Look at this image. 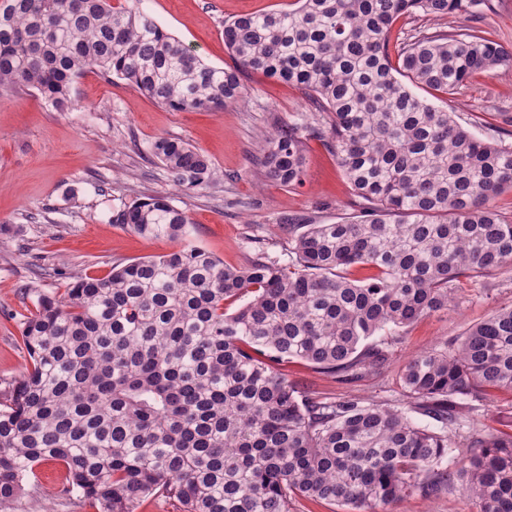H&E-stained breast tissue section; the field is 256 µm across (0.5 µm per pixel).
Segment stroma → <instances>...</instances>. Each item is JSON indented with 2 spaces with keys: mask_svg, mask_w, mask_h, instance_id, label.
<instances>
[{
  "mask_svg": "<svg viewBox=\"0 0 512 512\" xmlns=\"http://www.w3.org/2000/svg\"><path fill=\"white\" fill-rule=\"evenodd\" d=\"M295 0H139V8L204 62L234 66L224 45L226 20L248 13L293 8ZM480 30L512 48V0H488L480 14L434 20L399 17L392 37L423 30ZM246 102L224 111H171L122 80H105L87 68L74 85L77 110L56 112L29 90L0 95V401L30 366L21 325L40 296H60L85 277L106 275L113 265L171 251L172 241L138 235L112 216L134 200L161 195L187 209V244L226 267L242 269L257 252L288 260L289 224H333L353 216L352 189L322 135L305 141V178L283 187L265 180L259 160L269 138L288 122L311 123L314 107L304 90L259 73L244 72ZM419 97L454 112L458 123L485 141L512 143V69L476 73L457 94L418 89ZM160 137L179 138L203 152L217 170L208 188L186 194L169 182L150 155ZM512 308V271L463 283L448 309L417 320L399 334L383 331L374 343L391 342V355L362 377L341 381L296 361L286 369L301 394L336 400L360 396L408 408L401 369L416 352L443 347L494 310ZM512 409V393L491 392L474 401L456 440L470 425L489 430ZM65 470L56 462L35 466L10 512H97L77 494H66ZM393 512H469L459 490L414 495Z\"/></svg>",
  "mask_w": 512,
  "mask_h": 512,
  "instance_id": "35a3bbf8",
  "label": "stroma"
}]
</instances>
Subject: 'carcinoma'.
<instances>
[{
  "label": "carcinoma",
  "mask_w": 512,
  "mask_h": 512,
  "mask_svg": "<svg viewBox=\"0 0 512 512\" xmlns=\"http://www.w3.org/2000/svg\"><path fill=\"white\" fill-rule=\"evenodd\" d=\"M486 0H297L288 11L224 22L233 68L206 64L137 0H0V90L38 92L57 112L78 103L88 66L172 111L222 110L248 97L245 71L296 85L326 114L327 148L358 214L290 224L288 263L264 253L231 269L182 245L42 296L21 335L31 368L0 402V507L18 502L36 465L54 461L68 493L100 512L150 497L181 512H291L307 499L391 512L459 484L469 512H512V410L500 428L450 431L465 401L512 391V309L449 347L412 355L400 380L411 409L303 396L282 366L299 359L344 380L382 366L369 342L448 308L462 277L512 266V224L493 204L512 189V144L489 142L413 88L455 95L476 73L512 68V51L479 31L403 39L405 14L442 19ZM308 126L268 142L264 177L303 184ZM152 155L183 192L216 170L190 144L160 137ZM114 224L180 241L191 219L167 196L140 199ZM369 271L361 280L351 268ZM235 310H230L236 302ZM467 458L458 472L448 464Z\"/></svg>",
  "instance_id": "carcinoma-1"
}]
</instances>
